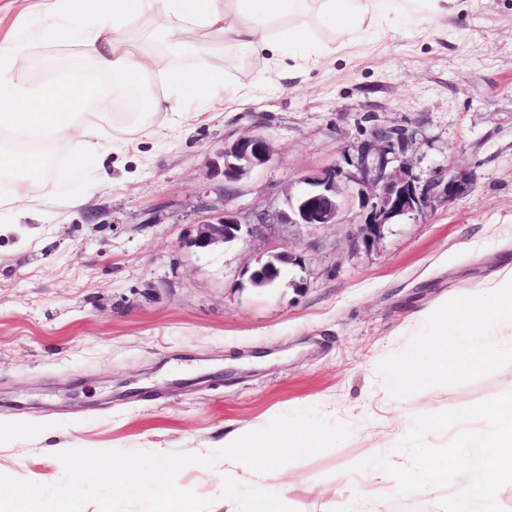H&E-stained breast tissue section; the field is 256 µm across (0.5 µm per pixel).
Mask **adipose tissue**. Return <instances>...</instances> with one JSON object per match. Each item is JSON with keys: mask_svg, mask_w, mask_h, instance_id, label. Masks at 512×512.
Listing matches in <instances>:
<instances>
[{"mask_svg": "<svg viewBox=\"0 0 512 512\" xmlns=\"http://www.w3.org/2000/svg\"><path fill=\"white\" fill-rule=\"evenodd\" d=\"M70 21L81 29L80 52L71 61L64 78L56 84L37 86L16 80L12 60L25 53L32 40L44 39L55 28L53 15H46L33 39L0 42V171L14 176L16 195L35 191L36 180L27 176L41 158L27 154L24 163H14L6 144L24 139L47 146L58 141L79 144L85 135L82 121L88 109L108 116L117 100L116 90L100 89L91 73L112 76L118 87H137L142 113L167 114L180 119L187 113L224 102V84L211 78L206 103L198 101V79L173 70L154 51L135 49L133 35L147 41H164L170 48L203 57L200 34L221 37L245 48L254 62L288 70L306 61V48L318 45L327 52L337 44L362 36L369 28L390 33L388 16L401 10L415 21L428 22L442 11L447 0H100L98 14H90V0H58ZM331 20V41L317 43L308 21ZM176 83L177 94L157 92L154 82ZM458 311L473 317L475 343L460 345L440 322V342L420 344L412 355L394 366L392 379L398 392H405L429 376L454 374L467 378L474 370L499 360L512 351V262L506 263L491 281L480 284L475 297L458 303ZM328 443L303 433L299 444L282 448L241 444L234 436L224 438V482L239 483L244 475L258 479L252 500L225 512H288L297 486L284 482L283 458L304 451H330ZM200 500L190 486L172 478L158 480L152 512H200Z\"/></svg>", "mask_w": 512, "mask_h": 512, "instance_id": "obj_1", "label": "adipose tissue"}]
</instances>
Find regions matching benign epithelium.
Returning a JSON list of instances; mask_svg holds the SVG:
<instances>
[{
	"label": "benign epithelium",
	"mask_w": 512,
	"mask_h": 512,
	"mask_svg": "<svg viewBox=\"0 0 512 512\" xmlns=\"http://www.w3.org/2000/svg\"><path fill=\"white\" fill-rule=\"evenodd\" d=\"M398 140L399 134L393 130L374 129L360 145L354 170L332 167L302 178L307 188L294 195L287 194L288 211L263 212L257 216V223L265 224L285 217L295 224H335L341 211L336 186L342 181L352 182L359 187L362 207L368 209L365 222L358 225L353 238V249L357 252L372 249L388 221L410 213H422L432 207L439 196L432 189L417 191L403 167H392L394 142ZM273 157L274 148L267 138L261 135L241 138L224 150V179L236 180L267 165ZM242 237V224L236 215L223 210L215 220L202 225L188 245L203 251ZM300 263L301 257L289 251L272 255L252 272L251 283L256 287L270 286L279 280L286 265L298 266Z\"/></svg>",
	"instance_id": "1"
}]
</instances>
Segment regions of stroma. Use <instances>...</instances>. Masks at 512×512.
I'll use <instances>...</instances> for the list:
<instances>
[{"mask_svg": "<svg viewBox=\"0 0 512 512\" xmlns=\"http://www.w3.org/2000/svg\"><path fill=\"white\" fill-rule=\"evenodd\" d=\"M431 25L399 20L388 36L264 73L244 103L140 132L91 115L97 145L66 151L37 191L0 207V482L34 491L38 512L79 488V512H150L170 474L202 502L224 495V437L276 443L281 431L343 433L330 453L289 459L312 483L291 512H333L355 484L339 472L391 451L401 431L387 372L430 331L420 311L469 298L512 261V0H460ZM79 45L35 44L14 62L22 80H57ZM377 127L397 147L418 190L465 183L425 214L385 225L353 252L366 217L357 187L340 183L337 223L278 220L301 179L348 168ZM260 134L266 166L224 178V149ZM241 222L242 240L189 248L216 205ZM291 251L272 287L250 274ZM512 390V355L467 380L439 377L409 392L410 413L461 409ZM79 449L84 465L60 461ZM207 448L209 470L187 469ZM130 481L113 492L108 468Z\"/></svg>", "mask_w": 512, "mask_h": 512, "instance_id": "obj_1", "label": "stroma"}]
</instances>
